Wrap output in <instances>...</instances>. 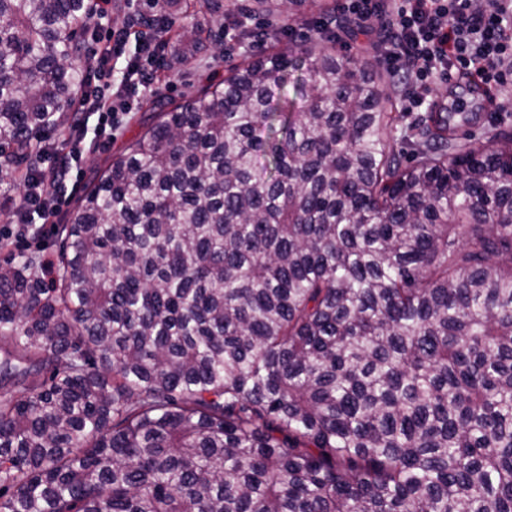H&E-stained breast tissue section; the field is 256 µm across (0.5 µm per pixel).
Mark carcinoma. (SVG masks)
Masks as SVG:
<instances>
[{"mask_svg":"<svg viewBox=\"0 0 512 512\" xmlns=\"http://www.w3.org/2000/svg\"><path fill=\"white\" fill-rule=\"evenodd\" d=\"M195 62L224 0H147ZM88 0H0V184L75 99ZM246 58L159 99L0 265V512H512V129Z\"/></svg>","mask_w":512,"mask_h":512,"instance_id":"1","label":"carcinoma"}]
</instances>
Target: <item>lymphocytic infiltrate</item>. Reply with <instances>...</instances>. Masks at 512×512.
Returning a JSON list of instances; mask_svg holds the SVG:
<instances>
[{"label":"lymphocytic infiltrate","mask_w":512,"mask_h":512,"mask_svg":"<svg viewBox=\"0 0 512 512\" xmlns=\"http://www.w3.org/2000/svg\"><path fill=\"white\" fill-rule=\"evenodd\" d=\"M336 10L344 17L384 20L379 46L402 91L404 111H419L432 83L455 74L512 91V0H336ZM88 41L89 48L74 56L85 90L70 108L68 127L43 152L44 172L52 180L25 185L17 219L31 211L46 220L54 216L88 132L111 137L118 114L156 93L158 73L169 69L154 37L134 27L97 26ZM117 61L123 67L116 83Z\"/></svg>","instance_id":"f902f5d3"}]
</instances>
